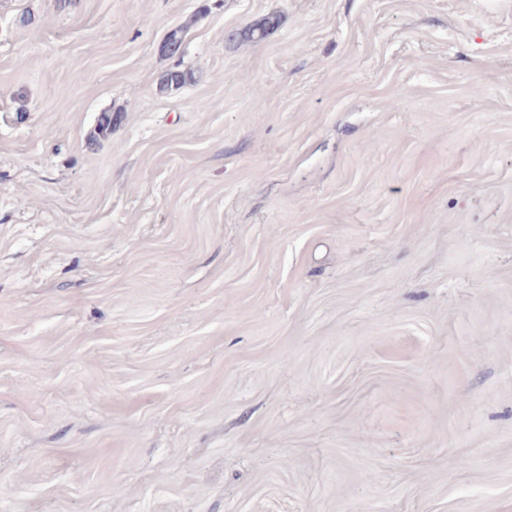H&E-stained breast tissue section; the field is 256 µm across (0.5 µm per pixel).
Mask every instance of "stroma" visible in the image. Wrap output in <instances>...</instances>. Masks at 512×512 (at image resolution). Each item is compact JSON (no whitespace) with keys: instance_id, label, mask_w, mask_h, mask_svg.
<instances>
[{"instance_id":"stroma-1","label":"stroma","mask_w":512,"mask_h":512,"mask_svg":"<svg viewBox=\"0 0 512 512\" xmlns=\"http://www.w3.org/2000/svg\"><path fill=\"white\" fill-rule=\"evenodd\" d=\"M0 512H512V0H0Z\"/></svg>"}]
</instances>
